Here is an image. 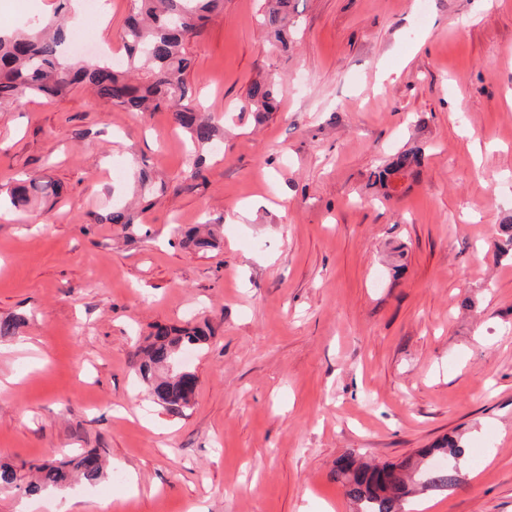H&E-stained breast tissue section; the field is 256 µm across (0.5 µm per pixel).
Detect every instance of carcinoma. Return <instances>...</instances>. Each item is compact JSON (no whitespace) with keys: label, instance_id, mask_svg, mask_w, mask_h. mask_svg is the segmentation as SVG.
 Here are the masks:
<instances>
[{"label":"carcinoma","instance_id":"obj_1","mask_svg":"<svg viewBox=\"0 0 512 512\" xmlns=\"http://www.w3.org/2000/svg\"><path fill=\"white\" fill-rule=\"evenodd\" d=\"M57 2L52 17H38L10 33L0 31V107L19 104L30 96L60 98L79 84L89 85L98 99L132 112H151L165 106L193 143L204 146L214 140L216 126L201 116L185 83L184 75L191 65L185 44L211 16L224 10V0H131L132 10L122 36L125 54L118 64L107 59L72 61L66 57L70 33L60 23V16L68 12L72 0ZM263 2L267 37L286 52L294 0ZM278 94L275 82L256 81L248 89L244 109L259 119L275 111ZM419 164L418 152L403 151L375 174V182L388 195L390 177L395 173L408 177ZM58 194L56 184L32 175L13 189L11 199L19 205L38 195ZM107 221L131 224L133 218L127 206L117 202ZM499 228L498 254L512 259V215L504 218ZM208 339L207 330L199 326L160 328L137 351L138 373L166 410L181 413L190 408L196 376L180 365V358L183 351L199 349ZM462 453L460 445L450 439L422 450L414 461H403L397 472L392 463L370 464L344 457L337 463L335 475L356 512H404V501L412 494L409 482H418L423 491L448 490L462 482L457 463ZM32 470L35 474L28 480L23 468L0 464V487L37 495L48 489H64L73 481L95 486L107 475L102 455L95 450L59 464L44 462Z\"/></svg>","mask_w":512,"mask_h":512}]
</instances>
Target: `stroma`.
Masks as SVG:
<instances>
[{"label": "stroma", "instance_id": "1", "mask_svg": "<svg viewBox=\"0 0 512 512\" xmlns=\"http://www.w3.org/2000/svg\"><path fill=\"white\" fill-rule=\"evenodd\" d=\"M75 42L118 57L130 0ZM263 0H224L189 39L186 80L219 134L192 165L161 108L83 86L0 108V461L99 449L108 476L0 512H353L354 451L396 462L452 436L462 483L408 512H512V0H296L273 52ZM395 81H382L383 70ZM275 81L280 106L242 111ZM420 149L384 196L372 173ZM151 179L140 188V173ZM133 223L107 220L114 200ZM208 223L217 246L188 229ZM208 323L185 414L135 373L156 327ZM58 194L59 187L56 184L43 181L39 176L32 175L13 189L11 199L14 205H19L28 203L31 197H37L38 195L47 197Z\"/></svg>", "mask_w": 512, "mask_h": 512}]
</instances>
